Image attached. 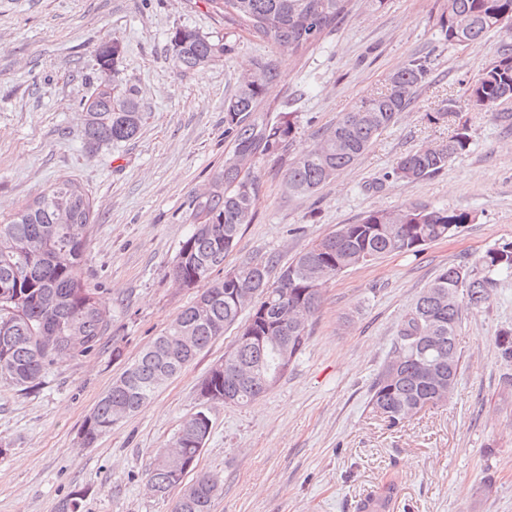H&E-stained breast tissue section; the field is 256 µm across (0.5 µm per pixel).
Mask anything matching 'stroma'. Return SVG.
Segmentation results:
<instances>
[{
	"mask_svg": "<svg viewBox=\"0 0 512 512\" xmlns=\"http://www.w3.org/2000/svg\"><path fill=\"white\" fill-rule=\"evenodd\" d=\"M446 8V0H355L336 31L298 58L225 29L205 0H0V217L56 181L84 187L94 209L85 278L112 316L94 351L56 364L37 388L0 384V512H58L75 491L84 494L81 512H173L202 473L221 484L210 512H359L361 499L391 481L394 512H512V362L495 344L499 330L512 328V277L499 279L481 308L463 309L448 402L395 427L368 406L419 295L448 266L478 270L487 249L512 243V101L492 113L466 104L512 36L447 43L437 25ZM179 28L232 50L204 70L178 71L170 36ZM107 41L120 46L112 81L118 91L135 89L143 119L135 139L91 154L78 104L101 77L96 56ZM267 55L282 74L266 91L268 114L290 113L295 135L257 162L256 216L214 278L250 259L287 265L372 209L445 206L476 219L420 255L330 278L303 353L255 401L206 405L199 396L201 380L233 347L235 325L140 411L82 447V424L101 395L196 296L169 276L190 230L188 203L224 161L225 99L252 60ZM415 58L430 72L414 104L332 182L310 196L289 194V164ZM450 106L470 127L469 149L419 182L392 177L400 156L446 142L447 126L427 116ZM201 409L211 433L195 470L168 495H148L156 454Z\"/></svg>",
	"mask_w": 512,
	"mask_h": 512,
	"instance_id": "obj_1",
	"label": "stroma"
}]
</instances>
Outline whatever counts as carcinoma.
Wrapping results in <instances>:
<instances>
[{
  "label": "carcinoma",
  "mask_w": 512,
  "mask_h": 512,
  "mask_svg": "<svg viewBox=\"0 0 512 512\" xmlns=\"http://www.w3.org/2000/svg\"><path fill=\"white\" fill-rule=\"evenodd\" d=\"M352 0H206L227 29L246 30L267 47L297 57L337 26ZM449 14H440L444 40L474 43L490 32L512 31V0H452ZM466 21L459 28L457 19ZM172 65L180 71H199L230 50L221 39L179 28L170 36ZM116 42L98 52L102 77L82 102L86 149L135 138L141 127L140 103L133 89L116 92L109 76ZM257 83L238 81L224 100V135L231 149L208 187L189 203L192 229L179 244L170 276L199 289L195 301L181 310L171 324L130 363L85 418L80 444L90 447L121 419L138 412L161 385L160 375L179 374L214 339L235 325L246 307L234 298L237 288L255 292L256 303L268 306L266 315L249 312L242 334L264 336L270 330L288 342V364L302 354L309 339L308 321L323 303L325 281L313 284L315 270L334 276L347 269L370 265L393 254L418 255L425 246L454 235L475 221L466 210L447 207L398 209L396 220L387 211H367L356 224H341L313 243L269 281L274 259L246 260L233 279L212 280L224 257L236 245L242 226L253 221L259 199V180L251 171L232 163L236 156L257 162L284 148L295 133L287 112L269 121L264 111L268 85L281 74L271 57L256 62ZM429 72L427 61L415 58L394 72L391 86L361 98L353 108L326 128L314 146L288 165L285 184L298 196L315 194L353 165L380 133L394 124L414 103ZM512 100V52L504 51L485 67L469 87L467 105L478 112H493ZM429 122L448 126V140L421 146L395 163L392 174L414 183L439 173L456 155L468 150L470 133L458 120L453 105L448 111L427 115ZM94 221L93 207L84 188L69 179L56 182L31 202L0 222V383L26 391L41 383L46 371L60 360L92 352L111 324L109 311L85 279L86 231ZM481 274L458 284L459 267L444 269L417 299L400 329V342L377 374L370 390L372 412L395 425L425 406L448 400L457 380L460 355L456 336L462 307H479L496 278L512 276V244L490 248L479 259ZM458 294L449 302L448 294ZM196 337L193 348L182 347L179 337ZM501 357L512 361V329L496 336ZM277 352L257 343L236 342L224 356V369L211 368L200 384L203 402L250 403L269 390L285 373ZM211 432L205 411L187 417L173 440L184 462L196 468ZM168 453H159L147 482L160 496L182 484ZM219 490L218 480L201 474L185 489L174 512H210Z\"/></svg>",
  "instance_id": "obj_1"
}]
</instances>
